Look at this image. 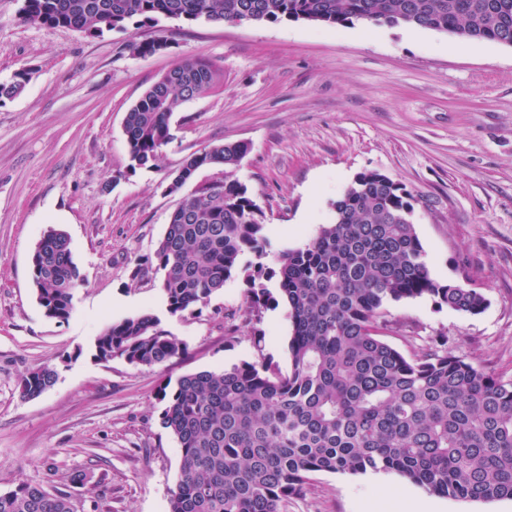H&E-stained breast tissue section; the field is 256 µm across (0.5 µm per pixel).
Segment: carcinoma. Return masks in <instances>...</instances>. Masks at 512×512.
<instances>
[{"label": "carcinoma", "mask_w": 512, "mask_h": 512, "mask_svg": "<svg viewBox=\"0 0 512 512\" xmlns=\"http://www.w3.org/2000/svg\"><path fill=\"white\" fill-rule=\"evenodd\" d=\"M23 21L98 36L160 17L239 24L307 20L327 26L406 24L512 46V0H23ZM125 115L130 168L145 167L172 140L178 106L216 85L213 66L186 58ZM247 146L218 143L191 154L169 186L179 191L204 168L224 167L208 197L183 198L145 263L162 274L172 314L194 311L246 272L250 302L284 304L291 365L266 363L163 381L161 423L181 452L169 512H282L318 472L394 471L431 494L466 501L512 499V383L431 342L410 357L380 336L388 302L429 297L476 315L485 295L431 276L412 222L414 195L387 175L356 176L332 203L334 220L268 266L264 213L234 176ZM256 262L241 266L245 253ZM32 283L49 317L66 320L80 278L65 233L51 228L33 252ZM277 278L278 291L266 282ZM96 357L152 367L184 357L186 346L142 313L109 324ZM58 377L26 372L22 396ZM0 512H74L71 497L23 483L0 493Z\"/></svg>", "instance_id": "cac0c4a2"}]
</instances>
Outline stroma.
Instances as JSON below:
<instances>
[{"label":"stroma","mask_w":512,"mask_h":512,"mask_svg":"<svg viewBox=\"0 0 512 512\" xmlns=\"http://www.w3.org/2000/svg\"><path fill=\"white\" fill-rule=\"evenodd\" d=\"M0 0V83L27 72L0 103V492L20 483L70 495L80 512H168L180 469L161 425V381L241 362L288 369L285 306L252 308L243 276L195 312L169 314L153 255L196 185L167 187L184 160L217 143L248 146L235 176L265 213L269 255L299 248L334 218L360 172L377 170L417 198L412 221L433 278L481 289L480 314L427 297L388 303L384 340L404 355L443 337L453 354L512 381V47L431 29L304 20L216 24L159 19L100 36L21 20ZM167 39L141 56L136 46ZM218 83L184 103L155 165L131 169L126 112L186 57ZM64 230L81 284L69 319L48 317L31 256ZM149 312L187 354L153 367L100 361L94 341ZM58 370L22 397L23 373ZM419 512H512V500L461 501L394 472L311 475L284 512H390L387 490Z\"/></svg>","instance_id":"1"}]
</instances>
